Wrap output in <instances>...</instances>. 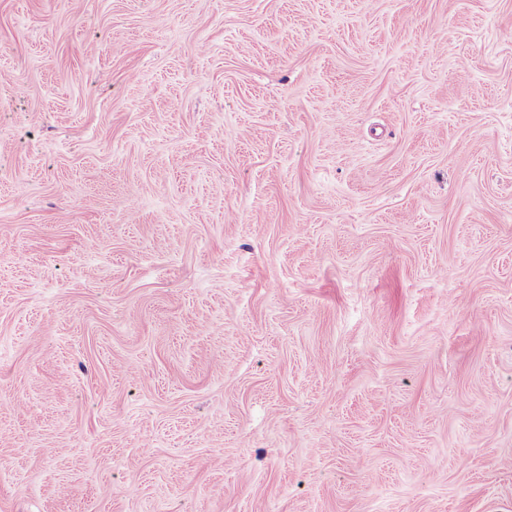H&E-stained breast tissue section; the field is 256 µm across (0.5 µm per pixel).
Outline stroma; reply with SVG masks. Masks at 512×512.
<instances>
[{"mask_svg":"<svg viewBox=\"0 0 512 512\" xmlns=\"http://www.w3.org/2000/svg\"><path fill=\"white\" fill-rule=\"evenodd\" d=\"M0 512H512V0H0Z\"/></svg>","mask_w":512,"mask_h":512,"instance_id":"35a3bbf8","label":"stroma"}]
</instances>
